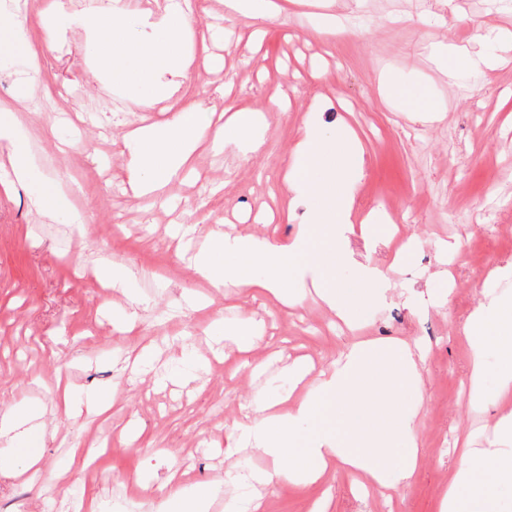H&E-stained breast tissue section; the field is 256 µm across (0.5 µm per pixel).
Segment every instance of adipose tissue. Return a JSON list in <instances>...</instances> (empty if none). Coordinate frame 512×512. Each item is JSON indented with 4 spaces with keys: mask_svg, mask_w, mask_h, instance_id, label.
<instances>
[{
    "mask_svg": "<svg viewBox=\"0 0 512 512\" xmlns=\"http://www.w3.org/2000/svg\"><path fill=\"white\" fill-rule=\"evenodd\" d=\"M123 9L110 14H87L80 23L95 36L100 69L120 77L129 68L152 72L164 79L168 93L177 92L186 76L187 65L178 47L190 27L192 15L180 0H169L160 24V37L140 46L128 39H115L116 20ZM206 140L200 104L180 107L162 124L143 126L127 138L124 171L132 190H158L179 172L188 169ZM0 151L6 153L13 177L19 182L34 181L35 156L28 145L24 126L14 118L0 120ZM301 174L289 178L288 189L297 204L306 208V221L322 228L331 245L314 250L309 233L286 243L256 236L229 237L215 234L210 247L196 252L190 266L214 289H231L240 298L265 297L269 306L294 305L298 289L312 287L322 303L345 323H352L364 304L380 300L371 288L383 279V270L361 264L353 280L341 281L337 269L348 260L346 245L355 228L350 220L352 187L362 172V159L349 133H326L314 121L303 123L295 146ZM512 329V304L496 303L476 311L468 319L464 333L470 343V364L474 382L471 402L485 407L489 401L512 402V333L488 342L487 323ZM496 352L503 368L494 395H486L479 379L488 352ZM425 353L420 344L387 343L362 339L352 343L336 361L319 373L316 383H308L306 363L295 362L288 370L297 394L289 407L280 400L256 397L248 424L242 425L236 447L267 456L270 469L241 474L225 471L222 477L194 489L167 480L144 490L163 500L164 512H210L211 503L224 486L237 483L272 487L281 482L312 485L333 465L358 473L366 485L401 492L409 488L422 462L419 420L416 411L403 404L405 395L422 383ZM339 410L337 429H323L313 438L303 436L306 425L324 414ZM405 440L409 458L397 472L387 463L398 440ZM463 466L443 493L440 512H475L482 504L494 512L493 488H483L476 502L464 501L463 492L476 475L475 462L493 465L497 484L512 485V412L501 415L494 426L488 447H473L469 438L459 439Z\"/></svg>",
    "mask_w": 512,
    "mask_h": 512,
    "instance_id": "ef3b65f1",
    "label": "adipose tissue"
}]
</instances>
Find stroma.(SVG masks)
<instances>
[{
  "instance_id": "35a3bbf8",
  "label": "stroma",
  "mask_w": 512,
  "mask_h": 512,
  "mask_svg": "<svg viewBox=\"0 0 512 512\" xmlns=\"http://www.w3.org/2000/svg\"><path fill=\"white\" fill-rule=\"evenodd\" d=\"M260 47L246 39L249 18L205 0L193 13V35L181 47L193 91L216 107L207 146L192 170L162 193L135 195L123 172V137L171 118L156 79L131 71L101 76L86 31L71 24L40 57L41 81L24 88L13 66L0 64V102L20 103L46 187L78 184L68 201L86 221L40 217L26 185L11 181L0 157V413L38 407L46 431L29 441L41 458L37 478H0V512H68L95 497L99 512H160L159 500L127 487L168 475L186 486L233 469L268 468L269 459L233 451L235 423L256 391L286 394L288 365L307 359L322 369L356 336L420 341L428 350L418 408L423 463L400 495L360 490L353 473L330 469L313 485L262 489L258 512H438L442 492L461 467L457 438L486 447L497 412L469 405V356L463 328L481 305L512 299V0H276ZM337 16L335 35L315 31L322 5ZM499 27L487 51L497 68L475 70L454 59L431 62L438 43L463 44ZM212 29L201 49L197 34ZM224 60L211 66L212 55ZM405 89L389 96L383 81ZM261 109L260 152L243 158L219 129L224 105ZM351 131L364 156L353 188L351 220L375 213L368 238L353 236L357 258L385 272L387 298L361 309L350 331L314 294L266 315L268 344L240 358L231 339L214 341L242 317L207 288L185 257L210 230L272 241L304 228L283 179L297 164L305 119ZM194 224L193 239L169 227ZM458 245L449 256L448 245ZM120 264L135 275L140 300L136 332L113 324L126 308L120 293L100 288L88 272ZM183 346L172 350L171 334ZM77 399L100 392L110 413L56 409V384ZM111 443L96 472L71 461L89 437Z\"/></svg>"
}]
</instances>
